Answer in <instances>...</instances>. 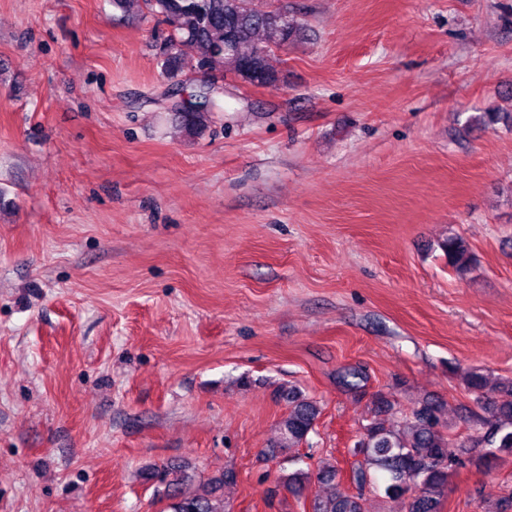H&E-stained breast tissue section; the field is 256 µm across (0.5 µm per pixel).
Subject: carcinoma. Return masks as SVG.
Wrapping results in <instances>:
<instances>
[{
  "instance_id": "1",
  "label": "carcinoma",
  "mask_w": 512,
  "mask_h": 512,
  "mask_svg": "<svg viewBox=\"0 0 512 512\" xmlns=\"http://www.w3.org/2000/svg\"><path fill=\"white\" fill-rule=\"evenodd\" d=\"M149 13L161 18L168 35L159 47L161 68L201 71L209 76L230 73L253 84L272 86L278 72L270 63L271 54L288 46L298 27L284 24L277 11H257L251 0H143ZM219 110L214 88L204 85L183 108L182 122L189 130L206 122ZM478 120L486 126L502 123L512 128V112H484ZM450 265L457 273L467 272L473 262L471 249L459 236L442 244ZM464 385L480 403L485 415L473 420L470 433L454 443L441 420L440 405L425 400L401 414L391 425L371 421L348 448L355 458L357 493L341 488L339 470L325 466L317 471L297 469L284 478L283 486L302 497L312 481L331 489L316 496L311 512H366L367 496L404 499L405 512H441L449 478L470 463L490 466L502 455H512V400L489 399L494 388L512 395V381L493 387L480 369L463 375ZM288 414L279 425V448H294L314 431L320 414L317 402L296 388L288 390ZM166 484L171 499L170 512H226L224 485L236 481L227 471L209 481L202 493L183 489L181 477L170 478L167 469L152 473Z\"/></svg>"
}]
</instances>
